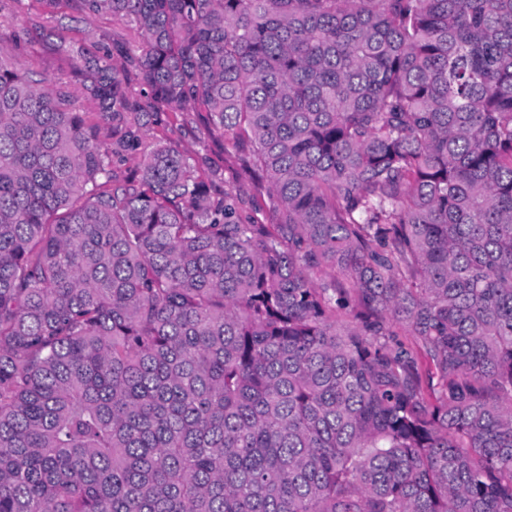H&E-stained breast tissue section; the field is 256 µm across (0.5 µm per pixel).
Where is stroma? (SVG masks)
I'll return each instance as SVG.
<instances>
[{
  "mask_svg": "<svg viewBox=\"0 0 512 512\" xmlns=\"http://www.w3.org/2000/svg\"><path fill=\"white\" fill-rule=\"evenodd\" d=\"M43 0H0V14L5 15L16 34L15 39L0 43V59L13 62L30 61L52 83H67L76 98L79 111L95 117L97 104L86 91L89 80L81 73L79 51L96 52L114 41L138 48L141 37L134 24L106 15L85 18L67 4L56 8L58 25L31 29V17L44 14ZM191 129L179 130L163 123H154L144 137L146 146L160 140H175L187 149L196 161L199 174L213 180L217 192L237 194L243 210L255 207L271 211L272 204L265 189L260 188L247 174L243 155L225 151L222 138L215 136L204 112L193 115Z\"/></svg>",
  "mask_w": 512,
  "mask_h": 512,
  "instance_id": "obj_1",
  "label": "stroma"
}]
</instances>
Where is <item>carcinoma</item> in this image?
<instances>
[{"instance_id": "cac0c4a2", "label": "carcinoma", "mask_w": 512, "mask_h": 512, "mask_svg": "<svg viewBox=\"0 0 512 512\" xmlns=\"http://www.w3.org/2000/svg\"><path fill=\"white\" fill-rule=\"evenodd\" d=\"M67 2L144 42L0 59V512H512V0ZM191 115L194 123L189 131H180L160 122L151 124L143 138L145 145L151 148L159 140L178 141L194 157L199 174L213 179L218 193L228 191L237 194L245 211H251L252 207L263 208L266 224H274L276 221L268 193L246 173L245 156L224 151V139L213 134L206 112H191Z\"/></svg>"}]
</instances>
